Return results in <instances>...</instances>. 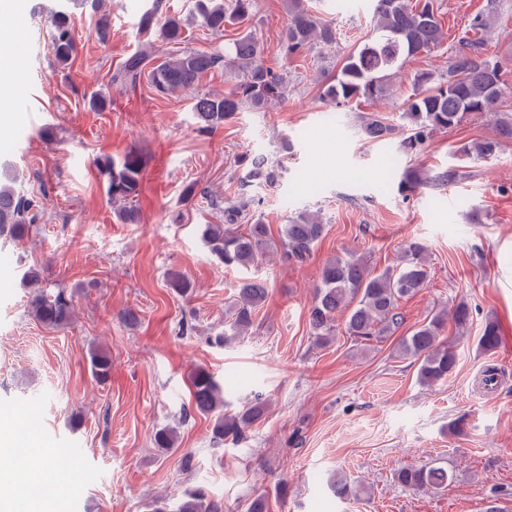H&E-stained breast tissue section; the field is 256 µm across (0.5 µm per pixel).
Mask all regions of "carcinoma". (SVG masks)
<instances>
[{"instance_id": "carcinoma-1", "label": "carcinoma", "mask_w": 512, "mask_h": 512, "mask_svg": "<svg viewBox=\"0 0 512 512\" xmlns=\"http://www.w3.org/2000/svg\"><path fill=\"white\" fill-rule=\"evenodd\" d=\"M373 26L370 36L349 54L330 82L326 83L321 99L332 107H340L361 99L375 101L390 95L392 81L407 60L437 47L442 40V28L435 0H373ZM254 0H235L228 13L224 0H198L197 15L200 25L215 32L224 31L226 23L242 22L251 13ZM52 50L56 62L71 67L76 59V40L71 16L66 8L54 12L51 20ZM162 36L169 44L178 45L184 39L185 20L178 16L167 18L161 27ZM336 27L323 20L303 4L291 0L288 27L281 41L284 57H292L318 44L336 43ZM152 52L138 51L130 55L111 75V80L136 86L142 75H147L152 92L166 97L177 90H190L206 74L222 69L236 78L234 88L225 95L204 93L192 104L197 128L212 131L228 121L237 112L250 108L266 110L285 100L288 80L266 66L257 39L250 33L235 38L224 53L175 50L164 59L150 65ZM512 96V84L505 79L502 64L483 53L479 43L458 52L448 64V76L437 78L422 71L415 74L413 92L403 101L402 118L407 121L406 135L401 150L416 155L437 133L454 129L474 116L490 118L493 135L460 145L456 152L469 159L486 160L495 156L502 142L512 140V118L505 113L504 103ZM362 131L367 139L380 141L388 138L393 126L380 116L365 120ZM240 162L248 167V178L272 183L275 170L267 167L261 155H245ZM96 166L107 180L108 193L114 202L125 204L119 217L134 224L137 213L130 203L139 195L142 160L129 152L117 161L110 156L100 157ZM422 184L417 171L405 170L398 190L412 193ZM250 202L239 198L224 209L223 224H204L201 240L208 253L228 267L258 268L266 263L270 251L280 247L284 259L292 264H303L313 254L322 239L325 225L311 215L302 214L283 225L279 241H274L268 225L259 221L236 228L239 218ZM39 215V203L33 197L17 191L10 185H0V236L14 241L26 237L31 224ZM428 270L426 248L410 241L402 247L398 264L381 271L372 269L365 256L348 252L327 262L320 271L319 285L309 309L311 336L319 346L329 344L334 335L336 316L346 314L345 333L369 345L395 333L403 324L399 311L401 299L426 288ZM24 287L32 289L28 313L37 322L50 329L66 326L74 313L72 298L60 289L53 294L41 289L39 272L30 267L21 279ZM167 285L184 296L191 290L190 282L178 270L167 272ZM269 288L266 281L246 277L237 285V298L229 309L230 320L224 333L214 338L225 345L247 335L254 323L256 310L266 301ZM472 317L469 305L460 301L452 315L434 312L411 332L399 338L396 351L402 357L418 362V381L433 386L448 379L454 371L458 354L455 347L442 339L448 319L459 327ZM499 332L495 323H486L478 346L491 351L498 345ZM88 363L92 377L100 383L112 374L111 356L102 349L89 352ZM192 408L211 418L212 440L216 444H236L247 438V433L258 425L268 412L269 400L261 394L245 402L233 412L224 410V387L204 369L194 372ZM178 432L163 427L154 433L153 444L162 452L176 449ZM399 484L414 490L442 489L448 486V470L441 466L403 467L396 472ZM329 487L339 498L360 492V488L344 478L331 481ZM147 512H224L218 499L212 498L200 485L184 490L175 504L164 497H156L147 504Z\"/></svg>"}]
</instances>
